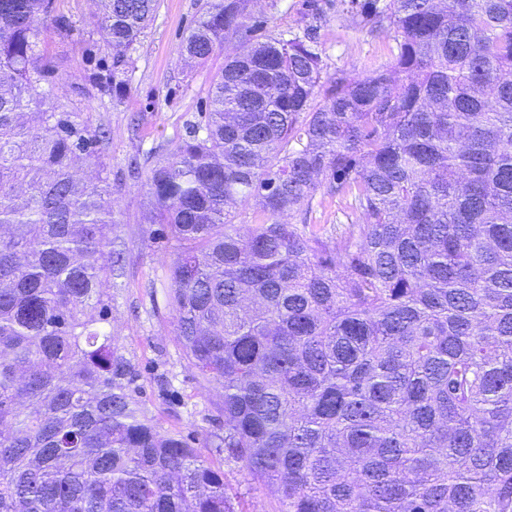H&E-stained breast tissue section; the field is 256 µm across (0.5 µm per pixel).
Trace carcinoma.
<instances>
[{
    "instance_id": "1",
    "label": "carcinoma",
    "mask_w": 512,
    "mask_h": 512,
    "mask_svg": "<svg viewBox=\"0 0 512 512\" xmlns=\"http://www.w3.org/2000/svg\"><path fill=\"white\" fill-rule=\"evenodd\" d=\"M101 4L61 103L72 23L0 0V512H236L104 330L110 131L81 101L125 100L158 0ZM257 4L204 0L185 60L224 67L145 179L216 448L277 512H512V0H349L389 42L363 76ZM321 189L334 234L289 221Z\"/></svg>"
}]
</instances>
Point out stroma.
Returning a JSON list of instances; mask_svg holds the SVG:
<instances>
[{"instance_id": "obj_1", "label": "stroma", "mask_w": 512, "mask_h": 512, "mask_svg": "<svg viewBox=\"0 0 512 512\" xmlns=\"http://www.w3.org/2000/svg\"><path fill=\"white\" fill-rule=\"evenodd\" d=\"M321 9L317 37L327 74L339 70L366 73L390 63L386 40L354 29L349 15L337 12L334 0H262L276 24H305L309 2ZM200 0H159L154 20L133 54L135 69L129 93L120 105L97 99L84 104L96 122L112 132L103 155L112 166V193L117 222L112 251L120 262L103 280L111 298L108 331L128 361V393L161 432L199 447L224 433V413L211 383L199 375L175 336L174 313L167 300L170 286L163 265L170 251L159 225L149 223V197L143 179L128 177L126 163L138 157L142 171L153 166L155 152L169 150L186 123L207 103L210 77L224 64L216 53L207 66L192 69L182 59V40L199 12ZM59 13L75 29L72 41L54 43L65 65L60 98L84 84L80 61L94 29V0H57ZM224 473V484L237 512H274L276 502L254 483L240 460L206 452Z\"/></svg>"}]
</instances>
